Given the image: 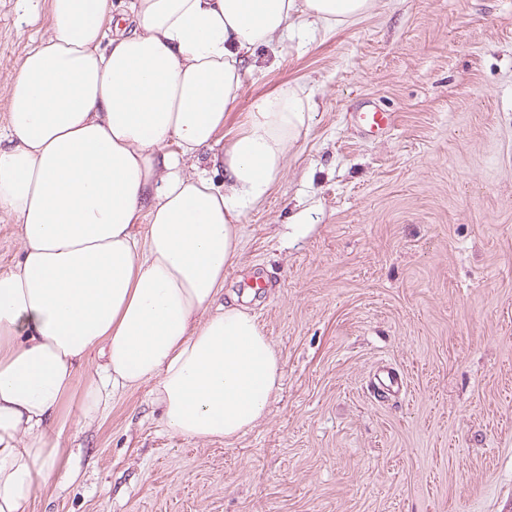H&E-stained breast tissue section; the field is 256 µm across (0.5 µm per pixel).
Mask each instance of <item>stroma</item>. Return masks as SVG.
Segmentation results:
<instances>
[{"mask_svg": "<svg viewBox=\"0 0 512 512\" xmlns=\"http://www.w3.org/2000/svg\"><path fill=\"white\" fill-rule=\"evenodd\" d=\"M0 0L6 88L50 33L49 0ZM225 119L296 85L316 105L224 276L281 358L233 442L168 430L149 385L84 425L26 512H512V0H377L354 22L258 49ZM396 113L360 134L361 97ZM274 288L246 290L256 278ZM406 392H371L386 371Z\"/></svg>", "mask_w": 512, "mask_h": 512, "instance_id": "35a3bbf8", "label": "stroma"}]
</instances>
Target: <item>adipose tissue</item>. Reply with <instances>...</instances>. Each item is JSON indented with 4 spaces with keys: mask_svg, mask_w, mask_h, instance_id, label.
Listing matches in <instances>:
<instances>
[{
    "mask_svg": "<svg viewBox=\"0 0 512 512\" xmlns=\"http://www.w3.org/2000/svg\"><path fill=\"white\" fill-rule=\"evenodd\" d=\"M374 0H49L51 33L19 63L0 133V212L21 257L0 273V512L62 467L78 370L86 423L149 384L162 421L233 441L266 414L280 356L225 303L239 221L282 177L314 104L287 87L234 132L224 115L255 49ZM221 148L227 180L203 158Z\"/></svg>",
    "mask_w": 512,
    "mask_h": 512,
    "instance_id": "1",
    "label": "adipose tissue"
}]
</instances>
